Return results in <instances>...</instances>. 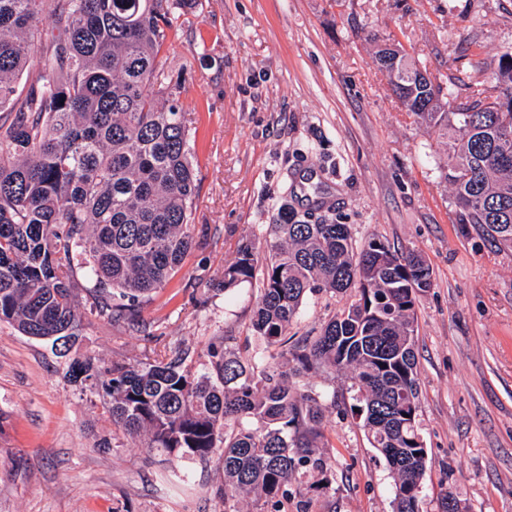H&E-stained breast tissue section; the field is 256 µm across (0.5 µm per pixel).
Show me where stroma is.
<instances>
[{
    "instance_id": "stroma-1",
    "label": "stroma",
    "mask_w": 512,
    "mask_h": 512,
    "mask_svg": "<svg viewBox=\"0 0 512 512\" xmlns=\"http://www.w3.org/2000/svg\"><path fill=\"white\" fill-rule=\"evenodd\" d=\"M388 43L455 95L512 46V0H198L162 56L196 130L202 243L143 308L146 334L97 319L80 350L134 361L157 341L190 351L229 337L251 361L270 351L250 317L256 284L221 292L241 239L263 243L282 210L349 225L421 254L432 286L414 323L418 429L428 451L420 512H512V247L459 221L440 167L448 142L407 112L375 62ZM356 291L308 295L289 332L315 336ZM50 341L0 321V512H224L219 455L188 465L112 441L98 399L71 384ZM335 490L288 512H394L384 457L351 415L328 408Z\"/></svg>"
}]
</instances>
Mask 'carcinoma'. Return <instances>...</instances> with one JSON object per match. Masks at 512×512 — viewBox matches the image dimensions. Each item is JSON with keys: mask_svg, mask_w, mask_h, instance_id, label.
<instances>
[{"mask_svg": "<svg viewBox=\"0 0 512 512\" xmlns=\"http://www.w3.org/2000/svg\"><path fill=\"white\" fill-rule=\"evenodd\" d=\"M197 0H0V321L55 335L66 377L100 398L112 425L143 448L181 460L222 451L224 504L253 498L257 512H288L294 486L333 490L326 405L298 378L346 374L352 411L394 479L395 512H420L428 454L418 432L414 341L418 294L432 271L414 252L378 238L354 247L347 224H308L284 211L259 252L241 243L224 291L257 281L253 334L285 362L246 363L226 343L203 371L189 352L104 363L72 351L83 324L135 325L195 246L198 179L191 130L161 51ZM51 13L50 29L41 27ZM398 99L449 139L442 176L462 224L512 244V47L466 100L443 94L405 51L376 53ZM31 65L25 97L16 80ZM359 299L317 336L288 331L305 296Z\"/></svg>", "mask_w": 512, "mask_h": 512, "instance_id": "obj_1", "label": "carcinoma"}]
</instances>
